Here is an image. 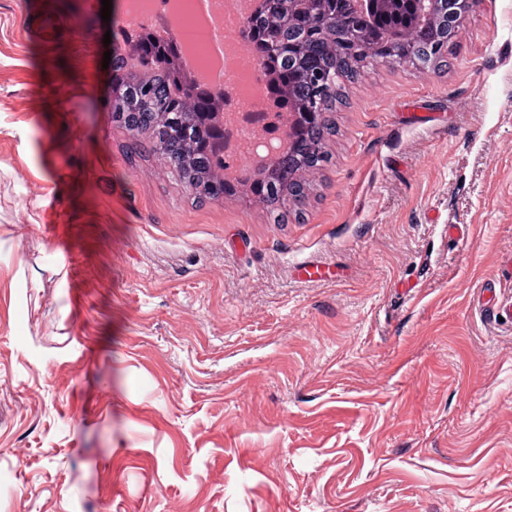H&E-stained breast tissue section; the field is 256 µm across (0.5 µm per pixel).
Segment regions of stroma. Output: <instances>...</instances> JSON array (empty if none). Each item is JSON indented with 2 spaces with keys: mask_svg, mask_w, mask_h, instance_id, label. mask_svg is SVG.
<instances>
[{
  "mask_svg": "<svg viewBox=\"0 0 512 512\" xmlns=\"http://www.w3.org/2000/svg\"><path fill=\"white\" fill-rule=\"evenodd\" d=\"M125 8L0 0V512H512V0L285 224L128 153Z\"/></svg>",
  "mask_w": 512,
  "mask_h": 512,
  "instance_id": "stroma-1",
  "label": "stroma"
}]
</instances>
